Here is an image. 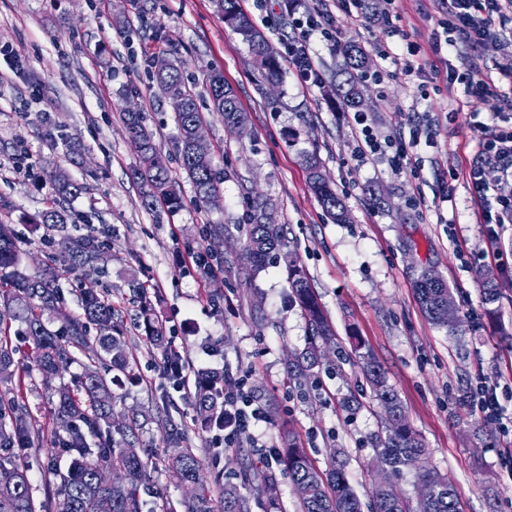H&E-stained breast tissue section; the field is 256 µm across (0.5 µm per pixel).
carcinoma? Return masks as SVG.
<instances>
[{"mask_svg": "<svg viewBox=\"0 0 512 512\" xmlns=\"http://www.w3.org/2000/svg\"><path fill=\"white\" fill-rule=\"evenodd\" d=\"M218 8L228 26L248 45L261 73L267 78L277 76L276 52L242 10L239 0H221ZM345 58V78L336 85V95L347 107L356 109L363 103L360 74L364 71L365 50L349 45ZM149 62L152 78L174 104V119L180 132L181 168L194 188L197 201L208 206L211 199L219 196V177L211 149L199 153L191 144V129L203 123L197 96L186 84L181 67L168 57L167 49H153ZM208 84L212 110L226 123L246 122V115L233 88L224 81V75L211 72ZM123 122L131 137L142 143L136 174L141 183L143 207L178 210L181 194L169 176L144 113L125 112ZM305 166L311 189L325 215L335 223L345 221L346 210L341 199L321 177L322 163L317 153L306 156ZM46 176L54 197L39 213L37 223L51 225L64 233L68 225L84 220L83 215L72 210L70 202L80 197L85 187L57 169L46 171ZM268 210L267 200L252 199L250 223L246 225L248 252L257 263L276 259L288 267L292 297L310 326V346L295 359L290 372L291 379L302 384L321 365L317 342L331 343L334 331L298 256L288 249L283 225L266 223ZM106 246L93 229L79 236L64 234L41 271L31 275L22 267L15 230L12 225L0 222V325L6 317L17 323L15 331L7 326L0 337V383L21 382L34 371L49 383L56 377H64L68 365L74 361L73 352L87 350L94 355L93 366L75 377L76 388L61 382L48 398L53 432L42 470L44 477L54 479L55 483L54 490L41 501L36 497L37 489L29 479V466L23 457L27 449L43 444L42 429L21 396L13 392L0 394V512H144L143 492L147 489L149 473L148 459L137 434L140 412L133 411L118 423L112 408V387L133 378L136 364L127 348L123 321L112 302L98 292L81 293L79 314L59 313L62 273L76 272L99 262ZM415 295L433 324L450 332L457 329L458 314L445 281H434L424 272L416 282ZM51 313L59 315V326H52L46 319ZM141 317L151 346L161 354L163 378L175 379L179 359L171 352L163 326L153 319L147 304L142 307ZM11 334L36 350L35 370L24 368L16 358L20 347L8 339ZM362 370L385 411L384 435L375 440L378 467L389 469L392 475L404 468H423L422 478L432 485L433 495L419 500L417 512H462L452 483L424 466V444L411 429L397 393L368 353L362 355ZM227 387L224 374L197 370L194 403L205 424L211 426L224 421ZM157 419L166 447L179 449L161 462L181 484L193 488L186 512H214L215 496L219 498L220 512H252L253 504L272 494L276 475L267 465L242 466L236 482L226 481L220 474L210 481L205 479L201 461L187 445L186 434L174 420L170 406L159 408ZM280 454L294 486L303 489L298 496L300 512H410L407 501L389 479L384 483L373 481L369 502L363 503L349 483L343 462L336 459L329 469L321 470L310 461L296 436L288 437ZM64 455L70 464L63 472L57 467L56 459ZM114 469L124 472V480L110 487L103 485L101 475Z\"/></svg>", "mask_w": 512, "mask_h": 512, "instance_id": "cac0c4a2", "label": "carcinoma"}]
</instances>
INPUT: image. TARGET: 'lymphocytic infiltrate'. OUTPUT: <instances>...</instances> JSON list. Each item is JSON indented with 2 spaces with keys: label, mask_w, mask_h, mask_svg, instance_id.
Returning <instances> with one entry per match:
<instances>
[{
  "label": "lymphocytic infiltrate",
  "mask_w": 512,
  "mask_h": 512,
  "mask_svg": "<svg viewBox=\"0 0 512 512\" xmlns=\"http://www.w3.org/2000/svg\"><path fill=\"white\" fill-rule=\"evenodd\" d=\"M363 0H320L314 11L292 16V25L301 37L288 44L285 55L297 71L305 86L317 85L320 80L318 53L311 45L312 36H319L324 43L336 39L333 25L335 10L357 7L356 22L367 18L361 5ZM505 15L503 0H447L445 12L437 25L445 34V44L478 45L496 33V23ZM449 85L461 86L466 94L495 97L512 104V73L505 74L503 82L482 76L472 67L449 68L446 75ZM355 130V155L360 161H387L397 169L417 170L419 159L414 153L419 144L432 147L436 134L431 128L414 124L409 140L384 138L366 113L357 112L352 117ZM482 162L471 165L465 173L466 180L481 205V220L492 227L487 236L485 257L500 260L503 253L499 241L504 232L512 228V124L486 125L482 128ZM224 411L229 418L223 428L225 447L234 448L243 438L249 437L250 428L263 421L265 414L248 388L247 377H239L224 396Z\"/></svg>",
  "instance_id": "lymphocytic-infiltrate-1"
}]
</instances>
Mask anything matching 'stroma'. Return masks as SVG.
Wrapping results in <instances>:
<instances>
[{"label": "stroma", "mask_w": 512, "mask_h": 512, "mask_svg": "<svg viewBox=\"0 0 512 512\" xmlns=\"http://www.w3.org/2000/svg\"><path fill=\"white\" fill-rule=\"evenodd\" d=\"M368 25L336 14V44L320 48L319 85L304 88L288 63L277 81L254 67L249 48L224 22L215 0H0V196L11 200L5 220L19 232L27 273L40 270L60 234L33 225L57 167L86 191L73 203L88 225L106 226L112 245L103 271L62 279L61 310L75 314L79 288L104 291L120 310L136 359V382L115 391L113 408L154 410L162 396L179 405L190 447L206 471L239 468L252 442L281 447L298 435L309 455L327 467L340 455L358 494L376 469L372 439L385 417L374 400L352 341L360 339L397 392L411 427L425 444V462L446 475L464 512H512V472L505 459L512 430L481 418L471 398L479 382L512 374V263L485 258L480 206L463 176L479 161L480 124L502 110L499 100L468 96L432 80L434 68L468 63L496 79L512 67V21L476 48L437 51L434 0H369ZM274 46L298 39L288 25L287 0H242ZM171 38L170 50L201 107L206 78L218 69L247 115L246 132L226 128L208 112L204 135L214 151L221 198L196 202L179 165L174 110L150 80L146 47ZM360 44L370 70L383 54L415 46L421 77L363 78V112L394 138L418 117L436 122V147L418 146V173L353 155L350 116L336 95L346 44ZM145 113L183 198L174 214L142 207L131 172L138 163L122 117ZM317 153L322 171L348 213L336 224L309 188L303 155ZM448 201H441V194ZM267 199L282 224L336 331L324 349L315 386L298 392L289 366L309 345L307 321L294 302L285 263L253 270L243 224L252 197ZM224 234L210 238L214 225ZM213 250L224 273L208 277L182 264L188 252ZM451 289L460 319L457 335L433 325L414 293L424 270ZM493 277L502 295L486 307L480 288ZM141 282L155 318L179 337L195 367L249 373V386L267 414L240 447H214L189 389L159 374L160 354L136 323L130 285Z\"/></svg>", "instance_id": "obj_1"}]
</instances>
